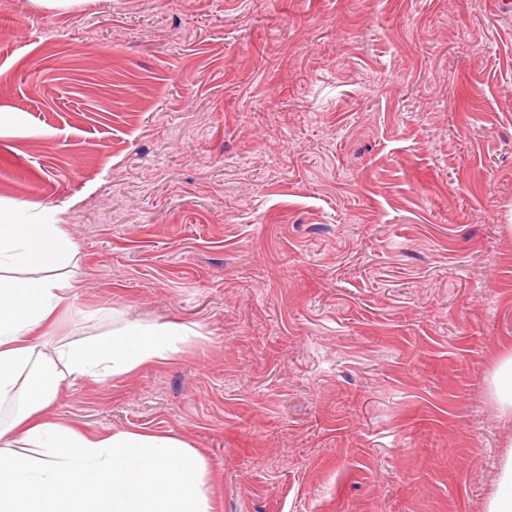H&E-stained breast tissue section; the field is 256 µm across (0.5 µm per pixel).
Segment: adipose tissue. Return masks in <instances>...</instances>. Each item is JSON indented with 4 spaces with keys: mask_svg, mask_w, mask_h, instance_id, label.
Returning <instances> with one entry per match:
<instances>
[{
    "mask_svg": "<svg viewBox=\"0 0 512 512\" xmlns=\"http://www.w3.org/2000/svg\"><path fill=\"white\" fill-rule=\"evenodd\" d=\"M24 211L0 202V512H213L207 462L177 435L88 434L48 418L62 386L169 358L194 331L116 312L102 337L45 353L43 332L71 307L70 283L49 269L76 248L55 216ZM36 264L46 274L25 276Z\"/></svg>",
    "mask_w": 512,
    "mask_h": 512,
    "instance_id": "obj_1",
    "label": "adipose tissue"
}]
</instances>
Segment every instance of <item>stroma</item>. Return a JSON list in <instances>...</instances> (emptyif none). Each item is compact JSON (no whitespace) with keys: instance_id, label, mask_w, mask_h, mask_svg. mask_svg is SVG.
<instances>
[{"instance_id":"35a3bbf8","label":"stroma","mask_w":512,"mask_h":512,"mask_svg":"<svg viewBox=\"0 0 512 512\" xmlns=\"http://www.w3.org/2000/svg\"><path fill=\"white\" fill-rule=\"evenodd\" d=\"M0 200L76 244L53 351L198 333L62 389L177 433L217 512H486L512 449V9L0 0ZM494 395L502 416L512 419V355L505 357L493 375Z\"/></svg>"}]
</instances>
